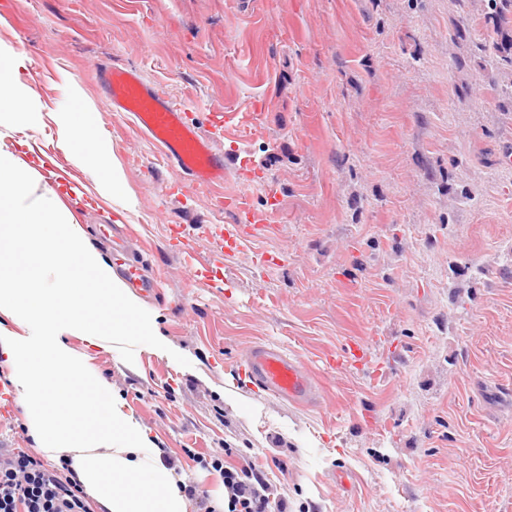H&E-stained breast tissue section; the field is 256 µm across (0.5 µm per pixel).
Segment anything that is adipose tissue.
Instances as JSON below:
<instances>
[{
	"label": "adipose tissue",
	"mask_w": 512,
	"mask_h": 512,
	"mask_svg": "<svg viewBox=\"0 0 512 512\" xmlns=\"http://www.w3.org/2000/svg\"><path fill=\"white\" fill-rule=\"evenodd\" d=\"M25 65L17 48L0 43V112L36 123L32 90L16 74ZM0 224L24 229L29 265L0 272V311L24 307L31 336L0 328V356L15 372L12 381L26 404L40 411L33 433L37 449L54 462L68 461L89 491L97 512H188L174 472L151 452L148 435L126 415L104 383L84 400L75 388L84 361L67 336L90 346L129 334L140 316L135 299L111 269L86 248L83 232L53 191H40L39 174L18 152L0 144ZM55 258L57 285L39 287L34 268Z\"/></svg>",
	"instance_id": "adipose-tissue-1"
}]
</instances>
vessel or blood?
Masks as SVG:
<instances>
[{"mask_svg":"<svg viewBox=\"0 0 512 512\" xmlns=\"http://www.w3.org/2000/svg\"><path fill=\"white\" fill-rule=\"evenodd\" d=\"M101 79L108 111L127 113L135 127L155 143L188 180L199 186L223 184V152L199 134L196 126L188 121L184 108L146 83L136 68L106 69ZM235 209L238 222L224 237V247L230 252L269 229L263 213L241 202ZM243 363V372L254 388L297 404L313 401L315 383L311 373L300 361L289 359L278 349L251 348L244 355Z\"/></svg>","mask_w":512,"mask_h":512,"instance_id":"b4317fda","label":"vessel or blood"}]
</instances>
